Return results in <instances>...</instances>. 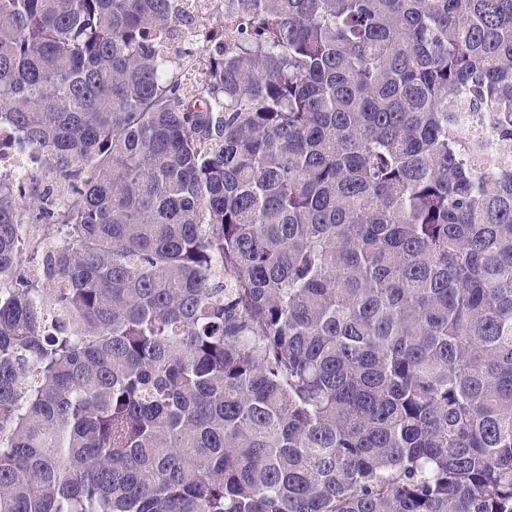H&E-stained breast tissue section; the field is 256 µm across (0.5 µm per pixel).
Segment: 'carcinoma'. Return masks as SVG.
<instances>
[{
  "label": "carcinoma",
  "instance_id": "obj_1",
  "mask_svg": "<svg viewBox=\"0 0 512 512\" xmlns=\"http://www.w3.org/2000/svg\"><path fill=\"white\" fill-rule=\"evenodd\" d=\"M1 123L0 512H512V0H0ZM35 166L18 155L13 147V133L7 127H0V173L16 176L23 184L30 181Z\"/></svg>",
  "mask_w": 512,
  "mask_h": 512
}]
</instances>
